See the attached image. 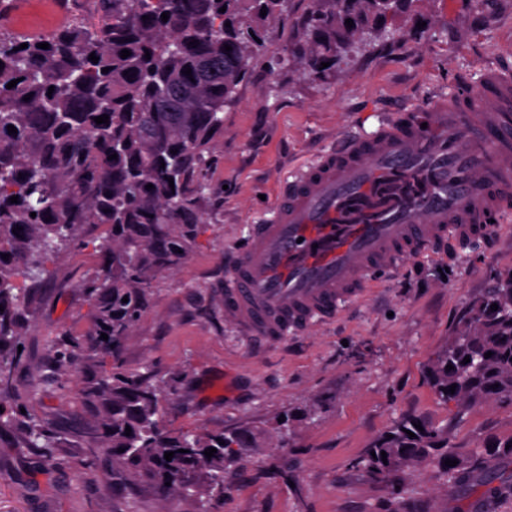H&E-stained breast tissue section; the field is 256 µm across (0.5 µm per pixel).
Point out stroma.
Returning <instances> with one entry per match:
<instances>
[{"label":"stroma","mask_w":512,"mask_h":512,"mask_svg":"<svg viewBox=\"0 0 512 512\" xmlns=\"http://www.w3.org/2000/svg\"><path fill=\"white\" fill-rule=\"evenodd\" d=\"M309 0H288L290 23L274 27L207 162L212 193L190 258L155 282L152 306L132 326L124 368L151 367L173 401L176 428L251 429L254 456L224 474L211 512H391L395 489L367 480L354 461L394 421L447 427L461 448L512 436V406L457 415L424 379L429 362L471 315L496 274L512 269V213L494 246L426 254L367 299L265 350L242 338L224 313V252L268 215L281 181L347 133L372 134L394 109L425 106L481 80L487 64L512 67V0H416L395 38H380L312 79L295 63L271 68ZM99 229L49 263V280L28 289L31 326L15 371L19 392L38 387L30 413L51 429L60 467L43 470L17 432L0 434V512H163L143 481L114 470L106 454L81 469L88 415L74 381L55 374L52 342L83 335L92 306L82 282L100 261ZM410 512H462L465 503L437 467L405 483Z\"/></svg>","instance_id":"1"}]
</instances>
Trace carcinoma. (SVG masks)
I'll return each instance as SVG.
<instances>
[{"label": "carcinoma", "instance_id": "cac0c4a2", "mask_svg": "<svg viewBox=\"0 0 512 512\" xmlns=\"http://www.w3.org/2000/svg\"><path fill=\"white\" fill-rule=\"evenodd\" d=\"M58 2L72 20L52 34L19 35L0 23V432L19 431L24 447L45 449V468L59 465L49 452L51 430L32 413H21L30 394L14 386L23 356L18 346L30 324L17 284L45 280L48 261L86 227H100L105 260L82 283L92 303V327L52 346L58 371L81 363L90 413L81 466H91L99 449L107 448L112 467L148 482L171 504L168 512H175L172 504L181 497L218 501L224 470L248 461L258 447L253 434L169 429L164 387L148 371L124 369L119 353L151 306L153 283L196 248L201 203L211 191L206 155L224 134V107L236 99L263 50L264 33L288 23V0ZM413 2L343 0L339 6L312 0L287 56L320 79L321 63L392 32L386 10L408 15ZM23 43L28 47L20 48ZM123 50L131 55L121 57ZM92 53L98 62L89 60ZM15 79L19 83L6 88ZM103 114L108 122L96 123ZM9 125L17 133H8ZM113 154L117 158L109 159ZM13 196L18 202H10ZM103 333L108 339H101ZM425 379L438 400L454 403L459 414L488 402L512 405V271L496 278L470 320L431 360ZM208 448L217 449L210 458ZM171 451L168 461L164 454ZM492 458L512 463V437L466 450L452 443L447 428L402 418L354 466L373 482L398 485L406 471L434 464L463 497L476 494L489 509L512 493V475L490 466ZM447 459L457 464L449 467Z\"/></svg>", "mask_w": 512, "mask_h": 512}]
</instances>
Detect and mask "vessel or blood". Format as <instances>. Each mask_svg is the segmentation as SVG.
<instances>
[{
  "label": "vessel or blood",
  "instance_id": "b4317fda",
  "mask_svg": "<svg viewBox=\"0 0 512 512\" xmlns=\"http://www.w3.org/2000/svg\"><path fill=\"white\" fill-rule=\"evenodd\" d=\"M512 211V72L389 113L289 176L245 245L224 255V311L272 345L335 321L405 262L491 240Z\"/></svg>",
  "mask_w": 512,
  "mask_h": 512
}]
</instances>
